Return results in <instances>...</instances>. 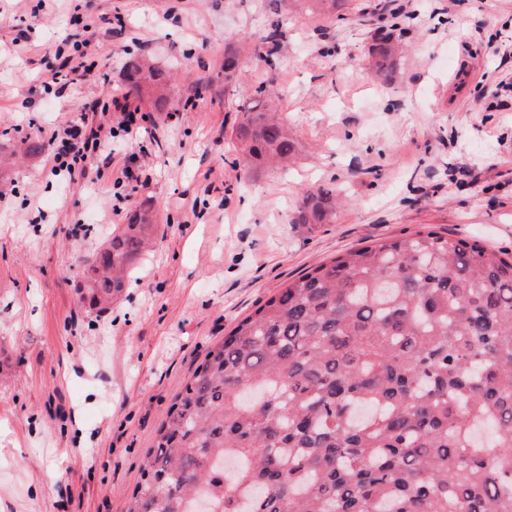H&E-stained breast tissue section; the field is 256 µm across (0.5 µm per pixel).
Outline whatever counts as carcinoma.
<instances>
[{
  "mask_svg": "<svg viewBox=\"0 0 512 512\" xmlns=\"http://www.w3.org/2000/svg\"><path fill=\"white\" fill-rule=\"evenodd\" d=\"M334 15L346 0H288ZM392 15L370 47L388 82L401 50ZM274 21L259 60L281 45ZM244 59L224 51V92ZM163 67L125 74L169 110ZM272 87L251 90L231 143L252 175L297 143ZM339 200L304 196L297 223ZM150 200L87 260L81 300L105 310L156 236ZM125 512H512V255L424 228L354 249L288 281L212 346L157 430Z\"/></svg>",
  "mask_w": 512,
  "mask_h": 512,
  "instance_id": "cac0c4a2",
  "label": "carcinoma"
}]
</instances>
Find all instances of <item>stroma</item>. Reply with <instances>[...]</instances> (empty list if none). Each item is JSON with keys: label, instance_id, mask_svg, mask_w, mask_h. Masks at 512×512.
Segmentation results:
<instances>
[{"label": "stroma", "instance_id": "35a3bbf8", "mask_svg": "<svg viewBox=\"0 0 512 512\" xmlns=\"http://www.w3.org/2000/svg\"><path fill=\"white\" fill-rule=\"evenodd\" d=\"M99 77L72 73L44 97L73 12ZM411 15L390 82L367 65L382 14ZM122 24H114V16ZM285 34L273 66L251 63L241 87L272 82L300 147L291 170L247 175L226 140L241 97H224V45L262 49ZM512 0H349L344 18L286 0H0V131L47 139L59 122L122 97L130 62L176 72L169 112L141 111L147 135L114 142L91 182L49 175L50 156L0 177V512H125L158 427L208 347L284 284L355 248L431 227L512 252ZM467 90L455 96L457 69ZM147 175L118 200L112 168ZM336 182L349 197L324 224L297 223L304 193ZM150 199L159 237L122 297L80 305L87 259ZM209 207L193 208V201Z\"/></svg>", "mask_w": 512, "mask_h": 512}]
</instances>
